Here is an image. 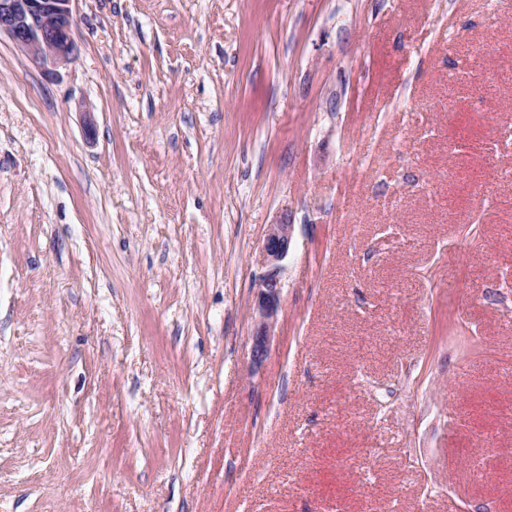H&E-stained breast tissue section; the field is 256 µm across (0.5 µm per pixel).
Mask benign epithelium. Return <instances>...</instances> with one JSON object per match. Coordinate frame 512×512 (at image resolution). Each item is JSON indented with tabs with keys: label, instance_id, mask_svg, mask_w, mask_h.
<instances>
[{
	"label": "benign epithelium",
	"instance_id": "1",
	"mask_svg": "<svg viewBox=\"0 0 512 512\" xmlns=\"http://www.w3.org/2000/svg\"><path fill=\"white\" fill-rule=\"evenodd\" d=\"M73 0H0V34H7L29 60L43 68L70 62L75 54L72 38ZM292 225L282 219L269 225L262 250L272 267L258 285L252 358L262 361L280 306V262L288 255Z\"/></svg>",
	"mask_w": 512,
	"mask_h": 512
}]
</instances>
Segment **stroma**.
<instances>
[{
  "mask_svg": "<svg viewBox=\"0 0 512 512\" xmlns=\"http://www.w3.org/2000/svg\"><path fill=\"white\" fill-rule=\"evenodd\" d=\"M72 9L0 37V512H512V0ZM74 0H0V36L6 33L29 60L43 68L70 62ZM291 233L292 224L282 219L269 225L263 242L262 250L272 270L259 282L256 296L257 320L252 344V358L256 364L260 363L267 353L270 332L276 321L282 289L278 277L279 264L288 255Z\"/></svg>",
  "mask_w": 512,
  "mask_h": 512,
  "instance_id": "1",
  "label": "stroma"
}]
</instances>
